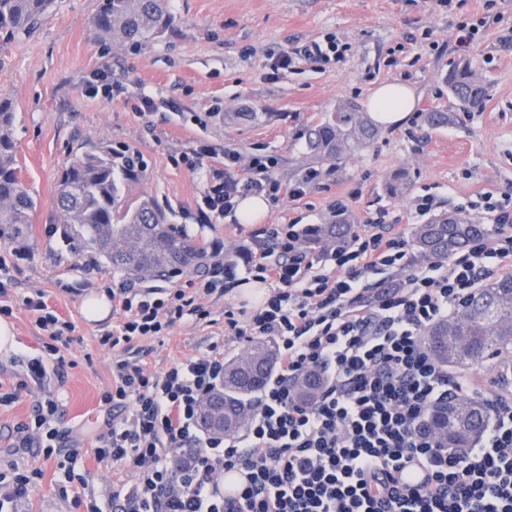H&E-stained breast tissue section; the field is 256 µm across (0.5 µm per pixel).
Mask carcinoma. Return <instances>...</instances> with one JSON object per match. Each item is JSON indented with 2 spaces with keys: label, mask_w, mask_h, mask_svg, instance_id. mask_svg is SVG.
<instances>
[{
  "label": "carcinoma",
  "mask_w": 512,
  "mask_h": 512,
  "mask_svg": "<svg viewBox=\"0 0 512 512\" xmlns=\"http://www.w3.org/2000/svg\"><path fill=\"white\" fill-rule=\"evenodd\" d=\"M52 0H0V51L36 29ZM168 0H102L93 18L99 38L116 44L138 43L163 36L174 27ZM448 89L466 108L481 106L487 90L466 63L448 72ZM17 108L0 93V243L26 235L36 200L20 177L14 127ZM378 134L371 117L353 102L324 114L305 131L309 153L319 163L331 162L368 147ZM142 180L134 162L105 141L90 142L74 152L59 176L55 205L57 223L65 225L66 244L77 240L103 258L112 270L131 281L165 278L191 267L203 253L189 235L169 224L150 195L132 197ZM345 233L342 224H321L312 240L333 244ZM486 234V228L460 213L440 212L412 229L421 256L446 258ZM464 339L448 350V337ZM442 365H478L487 357L512 348V277L486 283L462 310L429 329L425 339ZM276 350L262 340L252 342L244 357L224 361V391L214 401L224 412V433L238 432L249 417L251 397L259 392L275 361ZM320 377L309 374L298 393L312 398Z\"/></svg>",
  "instance_id": "obj_1"
}]
</instances>
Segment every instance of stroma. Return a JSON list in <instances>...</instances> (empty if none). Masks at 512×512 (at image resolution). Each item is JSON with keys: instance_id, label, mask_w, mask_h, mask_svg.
I'll use <instances>...</instances> for the list:
<instances>
[{"instance_id": "35a3bbf8", "label": "stroma", "mask_w": 512, "mask_h": 512, "mask_svg": "<svg viewBox=\"0 0 512 512\" xmlns=\"http://www.w3.org/2000/svg\"><path fill=\"white\" fill-rule=\"evenodd\" d=\"M101 0H53L41 26L0 53V93L11 97L22 175L37 199L24 241L25 254L11 268L7 301L16 348L44 355L43 333L23 299L40 290L65 321L73 341L65 354V384L57 394L62 412L57 426L85 443V483H66L55 459L36 448L15 455L13 425L32 412L34 397L24 394L0 408V468L19 463L35 487L19 512H79L76 497L107 503L119 471L97 462L88 443L102 421L99 401L112 383V352L99 343L121 316L112 308L107 320L88 319L84 301L120 280L89 251L48 235L56 221L55 186L73 151L103 140L129 149L144 164V179L133 194L147 193L169 223L185 227L203 247L218 243L227 251L245 245L249 228L197 219L196 198L202 175L177 163L175 149L202 136L218 147L253 151L277 159V176L286 183L313 167L301 133L338 105H366L381 84L405 82L416 90L414 109L397 127H380L367 148L342 158L306 195L272 204L269 224L296 220L328 224L331 205L346 198L348 221L362 223L379 210L390 218L409 215L415 197L430 193L445 211H455L480 194L512 193V0H465L460 14L438 0H170L176 18L163 37L139 45L115 44L95 34L92 20ZM487 17L474 49L454 47L458 16ZM335 35L348 46L340 60L325 64L296 61L279 79L268 76L273 53ZM471 66L483 79L487 96L481 107L462 108L446 84L456 64ZM110 68L122 91L86 97L93 70ZM152 94L155 112L134 110L140 92ZM446 109L447 126L431 128L423 113ZM402 173L398 194L389 182ZM80 283L81 294L66 293ZM243 290L212 296L210 322L178 324L164 342H150L143 361L153 372L176 360L224 345L225 358L248 348L224 336V307L244 302ZM67 484L60 495L59 484Z\"/></svg>"}]
</instances>
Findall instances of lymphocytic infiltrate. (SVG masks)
<instances>
[{
	"label": "lymphocytic infiltrate",
	"instance_id": "obj_1",
	"mask_svg": "<svg viewBox=\"0 0 512 512\" xmlns=\"http://www.w3.org/2000/svg\"><path fill=\"white\" fill-rule=\"evenodd\" d=\"M179 156L189 170L209 172L196 200L207 223L234 216L247 195L302 198L316 177L283 184L273 157L220 152L201 136ZM470 207L491 217L492 232L445 259L415 254L405 228L379 213L325 250L309 244V225H256L241 261L213 246L212 262L185 288L120 282L110 297L122 317L99 342L112 352L101 403L121 418L98 429L93 446L97 461L131 477L113 484L108 512H512V389L439 364L425 343L426 331L486 281L512 276V195L484 193ZM247 280L265 292L225 307L224 333L241 344L273 340L276 370L243 431L217 437L198 413L224 382L223 349L211 345L157 373L140 343L208 320L206 298ZM24 305L55 362L15 355V380L0 385L1 406L23 390L37 396L32 422L13 428L19 454L67 441L53 425L61 402L50 385L64 379L59 352L73 329L43 293ZM311 371L322 384L303 400L295 384ZM458 398L487 409L480 438L460 452L425 427L437 406ZM230 470L246 475L232 497L220 488Z\"/></svg>",
	"mask_w": 512,
	"mask_h": 512
}]
</instances>
